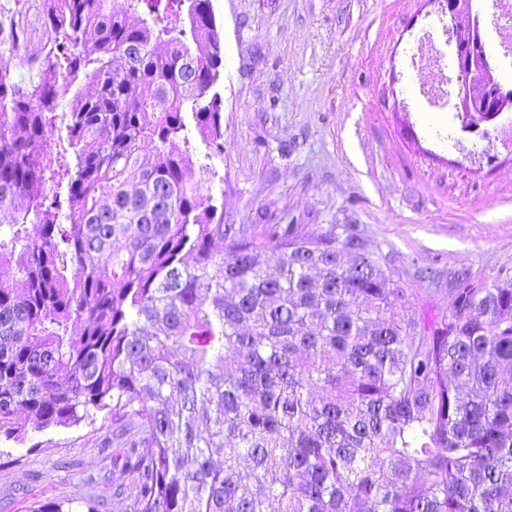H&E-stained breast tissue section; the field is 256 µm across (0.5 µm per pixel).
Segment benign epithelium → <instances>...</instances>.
Listing matches in <instances>:
<instances>
[{
	"label": "benign epithelium",
	"mask_w": 512,
	"mask_h": 512,
	"mask_svg": "<svg viewBox=\"0 0 512 512\" xmlns=\"http://www.w3.org/2000/svg\"><path fill=\"white\" fill-rule=\"evenodd\" d=\"M448 13L455 40L456 79L460 85L455 109L461 128L484 138L498 129L497 120L512 112V92L494 90V69L482 48L478 19L472 17L470 0H439Z\"/></svg>",
	"instance_id": "obj_1"
}]
</instances>
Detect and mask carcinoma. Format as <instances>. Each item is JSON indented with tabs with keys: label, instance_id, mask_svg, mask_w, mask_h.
Listing matches in <instances>:
<instances>
[{
	"label": "carcinoma",
	"instance_id": "carcinoma-1",
	"mask_svg": "<svg viewBox=\"0 0 512 512\" xmlns=\"http://www.w3.org/2000/svg\"><path fill=\"white\" fill-rule=\"evenodd\" d=\"M111 2L40 0L28 85L0 4V436L102 418L126 512H512V283L428 321L347 225L224 223L211 0Z\"/></svg>",
	"mask_w": 512,
	"mask_h": 512
}]
</instances>
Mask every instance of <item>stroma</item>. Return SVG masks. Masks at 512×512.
I'll list each match as a JSON object with an SVG mask.
<instances>
[{"instance_id":"stroma-1","label":"stroma","mask_w":512,"mask_h":512,"mask_svg":"<svg viewBox=\"0 0 512 512\" xmlns=\"http://www.w3.org/2000/svg\"><path fill=\"white\" fill-rule=\"evenodd\" d=\"M224 155L203 202L228 224H346L441 313L462 282H512V142L462 133L412 63L444 46L437 0H212ZM432 40H424L423 31ZM430 71L447 80L448 60ZM102 421L0 440V512L92 497L121 464Z\"/></svg>"}]
</instances>
